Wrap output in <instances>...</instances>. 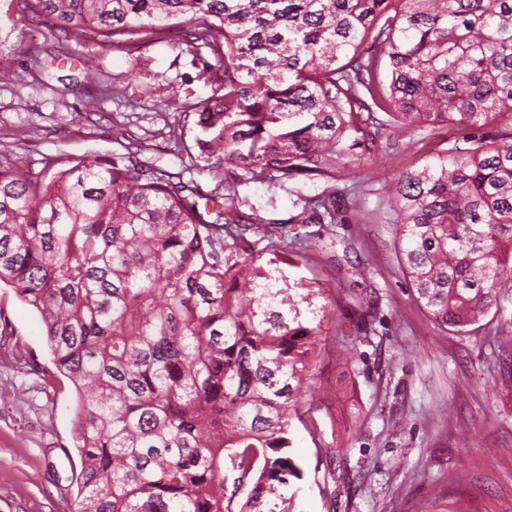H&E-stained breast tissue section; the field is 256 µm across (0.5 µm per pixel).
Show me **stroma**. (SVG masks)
I'll list each match as a JSON object with an SVG mask.
<instances>
[{
  "label": "stroma",
  "mask_w": 512,
  "mask_h": 512,
  "mask_svg": "<svg viewBox=\"0 0 512 512\" xmlns=\"http://www.w3.org/2000/svg\"><path fill=\"white\" fill-rule=\"evenodd\" d=\"M4 53L22 84L0 81V164L52 173L62 157L109 158L126 144L143 160L196 181L215 183L196 143L193 104L212 95L203 74L209 50L188 47L189 28L100 48L95 34L49 36L35 20L1 19ZM183 41V51L172 48ZM55 55L50 71L26 77L35 57ZM93 56L96 83L82 74ZM127 86L129 97L111 93ZM394 151L335 181L343 198L362 196L327 248H312L289 268L293 278L331 279L334 317L352 316V291L378 297V325L359 357L341 362L333 324L317 363L307 414L290 428L302 470L293 482L296 512H512V278L502 308L468 332L443 329L416 300L396 250V227L379 220L397 176L440 146L436 138L387 130ZM324 181H250L234 204L264 219L297 213L296 197ZM76 392L58 374L38 312L0 287V512H72L80 469L74 446Z\"/></svg>",
  "instance_id": "stroma-1"
}]
</instances>
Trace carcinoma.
<instances>
[{
	"label": "carcinoma",
	"mask_w": 512,
	"mask_h": 512,
	"mask_svg": "<svg viewBox=\"0 0 512 512\" xmlns=\"http://www.w3.org/2000/svg\"><path fill=\"white\" fill-rule=\"evenodd\" d=\"M13 10L104 44L176 20L222 69L195 105L196 144L218 157L209 194L131 154L62 158L49 177L0 165V284L39 313L77 391L74 512H293L289 429L330 288L281 265L347 207L328 186L267 221L236 187L334 181L395 148L389 128L471 131L396 179L390 218L416 300L469 331L512 276V0H0ZM279 234L296 250L262 260L252 238ZM353 302L352 334L335 333L356 346L374 302Z\"/></svg>",
	"instance_id": "cac0c4a2"
}]
</instances>
